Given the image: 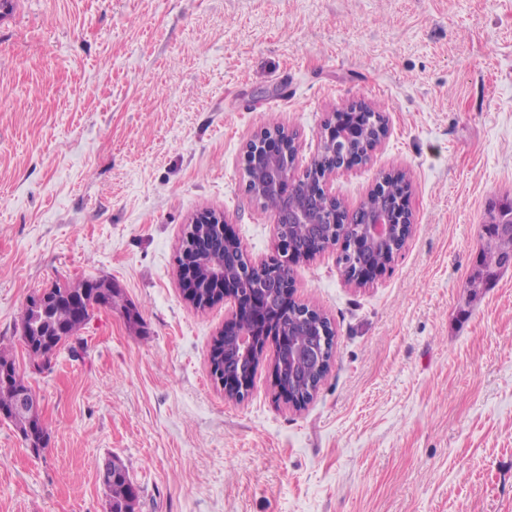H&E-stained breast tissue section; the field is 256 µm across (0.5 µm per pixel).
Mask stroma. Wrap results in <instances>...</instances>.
<instances>
[{
	"label": "stroma",
	"mask_w": 512,
	"mask_h": 512,
	"mask_svg": "<svg viewBox=\"0 0 512 512\" xmlns=\"http://www.w3.org/2000/svg\"><path fill=\"white\" fill-rule=\"evenodd\" d=\"M362 101L389 133L332 191L355 211L405 174L412 233L347 284L330 249L292 271L327 315L313 399L276 401L272 351L243 400L209 356L176 257L223 212L253 263L274 218L245 189L260 118L297 134ZM512 202V0H13L0 17V346L40 396L48 446L0 420V512H105L120 457L135 512H512V269L482 288L483 226ZM111 281L79 355L29 369L20 316L56 281ZM136 309L131 325L127 309ZM107 472H112L118 477L112 480H106L103 484L106 491V512H127L123 508L132 507L128 503L133 502V507L140 497V487L130 477L128 468L118 456H111L105 460ZM102 466V478L105 479L106 468Z\"/></svg>",
	"instance_id": "1"
}]
</instances>
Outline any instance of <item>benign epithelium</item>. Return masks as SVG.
Returning <instances> with one entry per match:
<instances>
[{
	"label": "benign epithelium",
	"mask_w": 512,
	"mask_h": 512,
	"mask_svg": "<svg viewBox=\"0 0 512 512\" xmlns=\"http://www.w3.org/2000/svg\"><path fill=\"white\" fill-rule=\"evenodd\" d=\"M372 130L378 133L380 141L387 136V127L379 123L377 113L368 105L356 109L351 121L340 112L332 114L330 125L323 129L322 150L330 151L336 163L321 179L323 198L298 207L294 206L293 197L299 178L281 162L285 149L283 135L273 132L265 136L264 151L255 153V184L260 191L266 188L274 190L281 205L274 212L275 229L278 230L276 253L268 260L270 281L264 286L249 285L243 275L232 276L231 258L239 240L230 232L224 215L203 210L189 220L191 224L218 225L228 247L224 258L213 264V285L224 292V302L229 305V316L218 335L224 336L226 341H234L233 347L226 351V358L240 364L247 360L253 365L267 348H272L271 373L276 396L295 407L303 406L299 394L302 377L317 373L324 376L329 366L321 356L315 323H307L294 335L281 330L276 316L268 311V289H281L285 304H290L291 268L310 260V256L284 241L279 230L287 225L300 227L322 253L339 244V257L342 261L348 256L355 257L361 253H384L385 262L382 264L365 262L356 265L348 283L358 287L366 285L377 273L394 263L412 231L408 198L397 201L395 205L386 200L387 185L382 178L363 201L365 216L359 224L354 222V215L348 213L341 216L325 206L324 200L334 198L330 190L333 180L362 164L353 154L352 144L356 141L366 142ZM178 273L182 285L187 288V298H192L196 283L194 267L190 264L180 265ZM59 349L60 346L56 345L50 349L42 348L36 353L27 352L30 370L39 372L47 357L56 356ZM250 386L251 377L248 373L241 372L236 377H227L224 396L237 400L249 391ZM13 413L36 419V423L24 432L25 436L33 440L40 435L43 430L40 406L31 401L26 392L19 393Z\"/></svg>",
	"instance_id": "7a95c632"
}]
</instances>
